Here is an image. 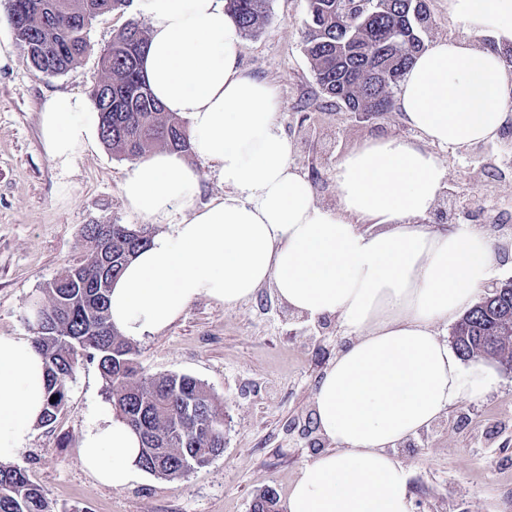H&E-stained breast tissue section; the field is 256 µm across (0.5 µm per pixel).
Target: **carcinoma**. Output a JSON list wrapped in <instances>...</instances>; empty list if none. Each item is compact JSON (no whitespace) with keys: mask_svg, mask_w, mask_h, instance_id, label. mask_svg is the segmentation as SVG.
<instances>
[{"mask_svg":"<svg viewBox=\"0 0 512 512\" xmlns=\"http://www.w3.org/2000/svg\"><path fill=\"white\" fill-rule=\"evenodd\" d=\"M10 23L31 61L49 57L54 74H67L90 48V19L126 9L125 0H24ZM270 0H225L246 36L256 34ZM304 48L322 94L350 112L389 113L395 90L433 25L426 0H308ZM147 33L135 21L112 39L108 69L91 92L100 134L112 155L140 157L153 145L187 153L186 123L163 111L141 72ZM90 257L66 268L31 304L32 342L46 360L48 397L41 425L64 408L69 382L84 362L97 363L116 413L139 435L140 468L174 480L208 465L224 451V405L189 375L147 376L131 342L109 319L112 283L150 242L144 227L88 224ZM463 358L484 355L512 369V280L470 309L452 331ZM0 512H55L44 488L26 470L0 463ZM252 512H280L276 492L257 494Z\"/></svg>","mask_w":512,"mask_h":512,"instance_id":"1","label":"carcinoma"}]
</instances>
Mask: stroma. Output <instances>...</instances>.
Wrapping results in <instances>:
<instances>
[{
  "label": "stroma",
  "instance_id": "stroma-1",
  "mask_svg": "<svg viewBox=\"0 0 512 512\" xmlns=\"http://www.w3.org/2000/svg\"><path fill=\"white\" fill-rule=\"evenodd\" d=\"M307 14V0H271L258 33L244 39L241 62L276 87L292 162L304 174L318 172L315 200L332 208L333 171L347 148L412 132L397 112L358 123L344 106L325 101L304 51ZM132 19L144 16L130 7L96 17L91 48L70 73L39 71L21 46L0 67V335L32 337L27 302L87 259L85 225L144 224L121 192L129 160L99 143L62 167L48 158L40 132L47 97L89 95L102 77L101 52ZM442 157L453 225L485 231L498 217V238L512 240V131ZM345 343L335 319L301 318L268 286L233 306L196 300L166 330L135 341L136 359L145 374L189 375L223 400V454L176 480L145 473L120 489L101 484L82 464L81 440L110 402L96 365L88 364L70 383L57 420L35 427L14 463L46 490L56 512H251L269 487L287 500L300 468L330 448L314 395ZM491 368L496 382L483 397L394 448L415 512H512V370L496 362Z\"/></svg>",
  "mask_w": 512,
  "mask_h": 512
}]
</instances>
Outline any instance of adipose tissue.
I'll return each instance as SVG.
<instances>
[{"label":"adipose tissue","instance_id":"1","mask_svg":"<svg viewBox=\"0 0 512 512\" xmlns=\"http://www.w3.org/2000/svg\"><path fill=\"white\" fill-rule=\"evenodd\" d=\"M148 20L142 72L164 111L188 122L195 153L214 165L222 196L195 206L198 174L156 151L121 185L154 235L114 282L110 316L127 339L163 332L206 297L227 306L271 286L295 314L336 318L349 341L315 395L331 448L303 465L288 512H414L408 477L391 447L495 383L463 368L439 325L466 308L495 262L477 231L427 224L447 169L438 151L495 140L512 122V67L474 37L512 43V0H448L460 34L416 56L396 94L410 138L379 136L337 161L336 206L316 204L292 164L274 88L240 64L241 29L224 0H137ZM48 157L76 162L100 121L80 94L49 98L40 114ZM177 224H170L174 214ZM47 397L42 355L31 340L0 336V462L26 445ZM140 441L104 412L81 441L83 465L122 488L140 472Z\"/></svg>","mask_w":512,"mask_h":512}]
</instances>
